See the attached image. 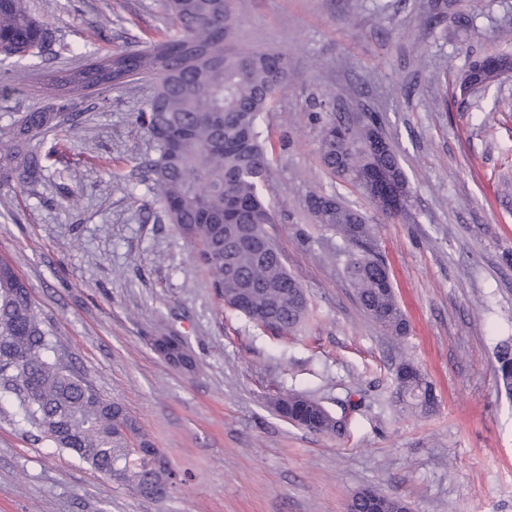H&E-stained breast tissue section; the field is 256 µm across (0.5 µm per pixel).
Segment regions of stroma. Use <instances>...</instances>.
<instances>
[{"label": "stroma", "instance_id": "obj_1", "mask_svg": "<svg viewBox=\"0 0 512 512\" xmlns=\"http://www.w3.org/2000/svg\"><path fill=\"white\" fill-rule=\"evenodd\" d=\"M232 45L270 50L288 80L259 125L273 145L261 186L272 232L311 318L285 338L224 306L169 224L141 161L140 79L76 97L81 123L49 135L38 181L0 186V259L29 285L55 355L118 401L175 478L164 497L51 448L0 404V512H346L370 487L414 512H512V398L495 371L512 339V80L460 96L474 59L512 52V0H230ZM53 31L48 53L0 62V128L52 104L62 69L171 31L166 0H29ZM380 133L408 180L388 219L322 165L330 121ZM334 193L360 210L408 322L377 326L358 303L335 230L306 200ZM179 336L196 366L153 348ZM413 364L436 395L403 403ZM313 395L339 434L302 429L273 401Z\"/></svg>", "mask_w": 512, "mask_h": 512}]
</instances>
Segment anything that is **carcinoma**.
<instances>
[{
  "label": "carcinoma",
  "mask_w": 512,
  "mask_h": 512,
  "mask_svg": "<svg viewBox=\"0 0 512 512\" xmlns=\"http://www.w3.org/2000/svg\"><path fill=\"white\" fill-rule=\"evenodd\" d=\"M174 32L142 49L107 52L57 78L71 91L119 87L149 78L155 92L137 121L157 145L145 163L167 220L196 249L224 304L276 336L292 334L308 317L305 293L288 272L268 227L276 223L260 194L271 163L258 117L288 79L284 58L274 52L231 49L226 40L239 17L224 0H167ZM52 43L48 27L30 13L26 0H0V56L39 57ZM71 100L23 113L0 131V185L22 188L43 171L37 144L46 133L72 131ZM371 113L357 132L330 122L319 153L334 175L362 189V176L381 165L397 183L407 178L393 147L373 158L366 151ZM314 221L331 227L345 244L344 270L362 308L387 331L403 335L406 320L385 262L375 250L365 217L336 195L313 194ZM49 335L35 300L13 267L0 261V400L16 402V414L61 451L97 472L122 470L138 485L167 486L165 469L141 458L144 438L123 407L100 394L73 370L51 358ZM497 375L512 393V345L496 353ZM277 414L309 430L338 433L334 417L314 398L291 393L274 403Z\"/></svg>",
  "instance_id": "cac0c4a2"
}]
</instances>
